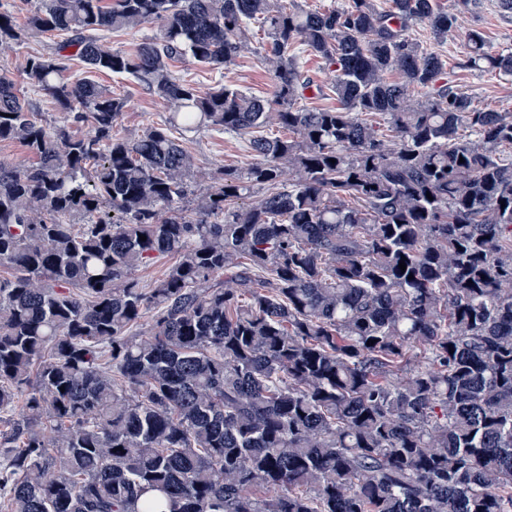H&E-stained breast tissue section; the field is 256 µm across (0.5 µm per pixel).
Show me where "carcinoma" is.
<instances>
[{
  "label": "carcinoma",
  "mask_w": 512,
  "mask_h": 512,
  "mask_svg": "<svg viewBox=\"0 0 512 512\" xmlns=\"http://www.w3.org/2000/svg\"><path fill=\"white\" fill-rule=\"evenodd\" d=\"M155 20L130 53L105 42ZM255 20L272 98L174 75L234 63ZM455 21L437 0L0 11V43L61 37L25 72L64 115L43 123L0 76V142L34 158L0 160V512H512V113L475 108L408 34ZM298 45L334 68L335 107H296ZM74 59L133 77L167 121L113 135L126 99ZM207 127L254 161L195 195L172 130ZM169 257L152 288L133 277Z\"/></svg>",
  "instance_id": "obj_1"
}]
</instances>
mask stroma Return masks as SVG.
<instances>
[{"label": "stroma", "instance_id": "stroma-1", "mask_svg": "<svg viewBox=\"0 0 512 512\" xmlns=\"http://www.w3.org/2000/svg\"><path fill=\"white\" fill-rule=\"evenodd\" d=\"M482 29L488 48L494 53L512 52V11L503 9L501 0H481L479 7L471 12L457 15L454 29L445 41H434L428 27L415 24L410 36L423 46L434 48L445 64L444 77L455 88L467 92L475 107L482 110L512 113V76L473 68L468 62V47L465 40L467 31ZM252 52L238 58L234 64L218 70H209L191 61L174 63V72L189 81L200 92H208L220 84H233L249 95L267 98L272 93V75L262 63L259 53L267 41L259 27H252ZM40 42H25L19 45L0 46V75L10 77L19 92L31 100L42 120L60 124L63 120L51 102L37 91L24 69L28 55L43 51ZM298 60L307 75L314 82L302 100L307 107H329L336 98L330 91L335 74L318 57L301 51ZM99 83L108 86L112 92L126 98L127 106L116 122L117 136L131 137L142 134L151 125L163 122L169 115L164 101L150 95L129 79L100 75ZM185 149L196 159L201 171L193 184L196 191L214 186L216 172L224 166L244 167L253 160L247 139L219 129L206 128L181 134Z\"/></svg>", "mask_w": 512, "mask_h": 512}]
</instances>
